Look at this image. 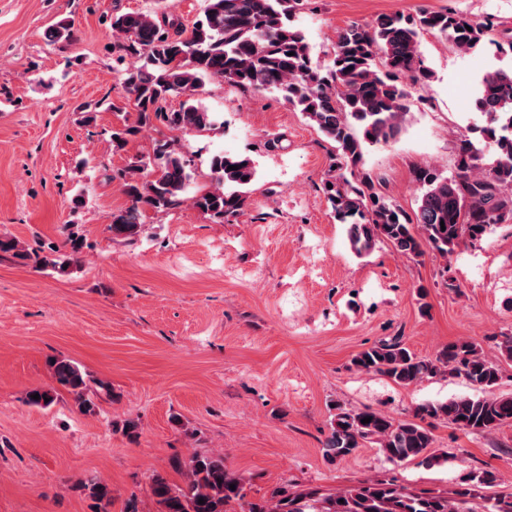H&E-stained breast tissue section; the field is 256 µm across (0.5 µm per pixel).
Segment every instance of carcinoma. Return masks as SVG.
Here are the masks:
<instances>
[{
    "mask_svg": "<svg viewBox=\"0 0 512 512\" xmlns=\"http://www.w3.org/2000/svg\"><path fill=\"white\" fill-rule=\"evenodd\" d=\"M205 2L203 16L189 29L166 18L163 11L110 17L117 60L128 55L141 60L121 74L137 117L135 124L112 132L116 147H125L127 137L157 123L170 130L212 127L214 115L196 104V95L207 80L221 78L256 92L280 93L334 144L333 168L325 180L332 187L325 193L334 218L347 226L350 248L359 257L370 254L382 240L402 255L420 256L427 247L446 260L461 246L481 242L496 225L512 223V68L488 71L480 80L475 107L484 123L476 131L483 147L463 140L455 171L448 176L429 167L414 170L420 195L413 213L382 193L379 181L362 168L366 146L387 144L400 133L409 88L432 77L420 36L430 33L469 52L489 39L490 24L459 11L380 14L368 24L352 23L338 31L329 61L321 67L312 63L307 38L294 24L302 0ZM171 96L185 97L174 111L165 106ZM486 150L493 154L490 164L483 163ZM210 171L213 189L190 200L222 223L243 211L257 171L249 157L229 153L214 155ZM190 179L186 160L174 143L157 142L149 163L134 161L121 173L122 191L131 205L112 214V234L138 235L140 207L158 211L179 205ZM0 252L60 272L70 265L60 255L30 252L12 237H0ZM351 364L398 386L441 372L482 391L501 379L499 366L482 356L473 339L450 343L423 358L411 352L401 337L393 336L360 351ZM51 368L56 382L74 395L79 410L96 414L89 375L64 358L55 359ZM34 394L39 398H32ZM54 398L51 389L35 388L26 395L28 404L42 408ZM365 417L371 421L363 424ZM428 418L446 419L472 434L491 433L512 423V395L423 403L408 421L369 408L353 411L338 406L326 447L345 457L363 443L374 442L393 462L418 457L433 462L438 459L434 438L421 425ZM185 468L182 486L171 485L160 475L152 478L157 512H227L231 502L245 498L242 479L226 468L223 454L196 453ZM496 481V473L484 469L462 481L449 496L414 492L393 480L379 479L326 495L317 489H280L268 501L249 503L247 512H512V497L487 502L480 493ZM79 488L101 504L111 502L110 489L96 477L80 482Z\"/></svg>",
    "mask_w": 512,
    "mask_h": 512,
    "instance_id": "1",
    "label": "carcinoma"
}]
</instances>
